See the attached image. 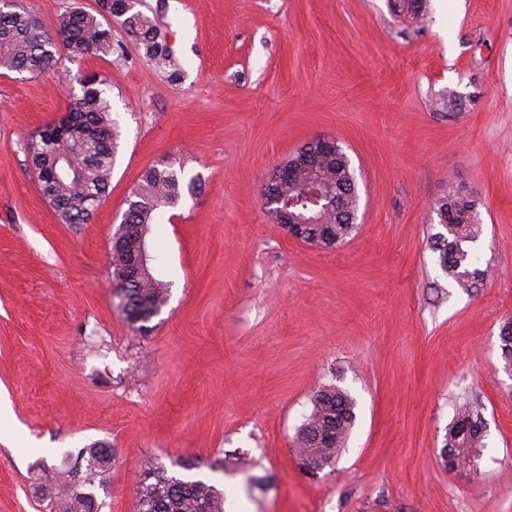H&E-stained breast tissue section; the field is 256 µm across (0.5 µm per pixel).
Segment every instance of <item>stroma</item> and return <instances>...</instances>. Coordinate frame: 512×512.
<instances>
[{"label":"stroma","mask_w":512,"mask_h":512,"mask_svg":"<svg viewBox=\"0 0 512 512\" xmlns=\"http://www.w3.org/2000/svg\"><path fill=\"white\" fill-rule=\"evenodd\" d=\"M182 72L167 81L120 26L121 51L0 68V512H43L38 464L113 450L98 512H136L149 462L231 484L224 512H512V0H145ZM119 127L106 197L65 224L28 137L85 76ZM318 135L356 174L353 238L324 251L273 223L261 187ZM196 187L146 235L169 299L132 329L112 235L141 174ZM474 202L464 247L487 275L443 272L434 203ZM324 386L356 419L315 468L293 439ZM485 447L448 467L457 405Z\"/></svg>","instance_id":"35a3bbf8"}]
</instances>
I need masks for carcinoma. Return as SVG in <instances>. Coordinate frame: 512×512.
Returning <instances> with one entry per match:
<instances>
[{
	"mask_svg": "<svg viewBox=\"0 0 512 512\" xmlns=\"http://www.w3.org/2000/svg\"><path fill=\"white\" fill-rule=\"evenodd\" d=\"M143 0H96L97 8L88 12L70 7L57 19L56 39L71 61L86 55L113 52L110 18L136 44L139 55L170 78L180 76L172 50L162 41L154 19L137 9ZM53 39L44 35L35 20L15 0L0 6V67L19 72H43L55 65ZM96 76L87 77L81 94L73 97L67 113L56 124L31 135L27 153L37 176L42 196L62 222L85 224L94 207L109 188L114 163L117 133L111 108L99 88ZM344 152L317 155L311 166L300 172L301 182L288 181L274 170L268 176L273 204L291 205L303 239L319 249H333L348 241L356 230L358 208L355 175ZM69 176H56L61 165ZM318 180L321 199L303 193V183ZM122 223L124 233L113 234L112 260L114 278L118 279L138 256L140 235L147 234L157 212L175 206L181 198V178L170 165L153 166L141 176L133 192ZM446 211L448 235H439L437 250L443 270L461 286L470 288L483 271L473 267L474 258L462 248L473 235V204L466 196L454 194L436 204ZM121 310L137 329L160 313L167 302V288L155 277L119 286ZM503 366L512 368V322L500 334ZM311 411L294 439L300 455L323 457V463L336 458L355 419L354 403L343 391L322 388L312 395ZM480 413L471 403L456 411L446 447L456 450V458L469 461L480 455L482 429L474 426ZM112 468V449L94 442L80 449L75 464L59 469L40 466L37 493L46 502V512H98L95 496L88 488L105 486ZM137 512H223V496L202 479L185 480L168 472L163 465L147 469L136 490Z\"/></svg>",
	"mask_w": 512,
	"mask_h": 512,
	"instance_id": "1",
	"label": "carcinoma"
}]
</instances>
